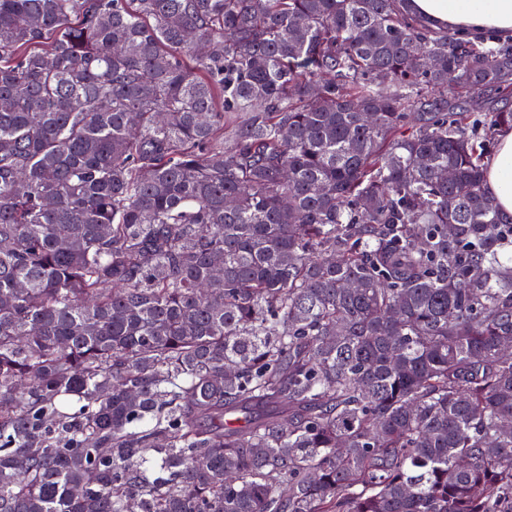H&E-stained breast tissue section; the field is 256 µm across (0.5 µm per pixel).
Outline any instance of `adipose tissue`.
<instances>
[{
	"label": "adipose tissue",
	"mask_w": 512,
	"mask_h": 512,
	"mask_svg": "<svg viewBox=\"0 0 512 512\" xmlns=\"http://www.w3.org/2000/svg\"><path fill=\"white\" fill-rule=\"evenodd\" d=\"M429 22L478 38L493 31L512 37V0H411ZM486 189L502 213L512 216V133L504 136L488 165Z\"/></svg>",
	"instance_id": "adipose-tissue-1"
}]
</instances>
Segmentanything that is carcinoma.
I'll return each instance as SVG.
<instances>
[{"instance_id": "1", "label": "carcinoma", "mask_w": 512, "mask_h": 512, "mask_svg": "<svg viewBox=\"0 0 512 512\" xmlns=\"http://www.w3.org/2000/svg\"><path fill=\"white\" fill-rule=\"evenodd\" d=\"M406 0H0V512H512V41ZM497 145L493 149V154ZM486 190L497 207L512 216V133L501 138L499 147L488 165Z\"/></svg>"}]
</instances>
